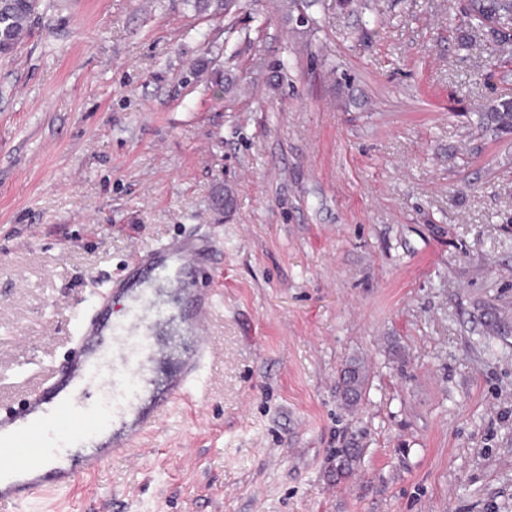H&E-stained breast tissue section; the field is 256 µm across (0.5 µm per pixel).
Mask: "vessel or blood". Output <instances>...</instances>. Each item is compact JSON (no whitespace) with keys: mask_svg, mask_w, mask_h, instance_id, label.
I'll use <instances>...</instances> for the list:
<instances>
[{"mask_svg":"<svg viewBox=\"0 0 512 512\" xmlns=\"http://www.w3.org/2000/svg\"><path fill=\"white\" fill-rule=\"evenodd\" d=\"M216 253L213 241L185 237L133 258L76 322L63 362L21 406L0 408V462L12 478L0 486V512H20L31 497L75 486L114 453L131 455L175 404L191 400L213 357L204 321L218 294L194 287L193 274ZM167 276L190 340L180 373L158 390L151 375L171 330L144 284Z\"/></svg>","mask_w":512,"mask_h":512,"instance_id":"1","label":"vessel or blood"}]
</instances>
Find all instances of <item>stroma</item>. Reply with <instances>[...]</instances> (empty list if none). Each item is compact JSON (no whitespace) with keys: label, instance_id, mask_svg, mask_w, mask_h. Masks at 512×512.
Returning <instances> with one entry per match:
<instances>
[{"label":"stroma","instance_id":"35a3bbf8","mask_svg":"<svg viewBox=\"0 0 512 512\" xmlns=\"http://www.w3.org/2000/svg\"><path fill=\"white\" fill-rule=\"evenodd\" d=\"M40 11L0 56V404L139 253L214 238L220 291L202 392L22 512H512V132L477 118L512 52L461 0ZM367 381L366 368L360 362L355 361L343 372L341 386L348 406L354 407L362 400Z\"/></svg>","mask_w":512,"mask_h":512}]
</instances>
